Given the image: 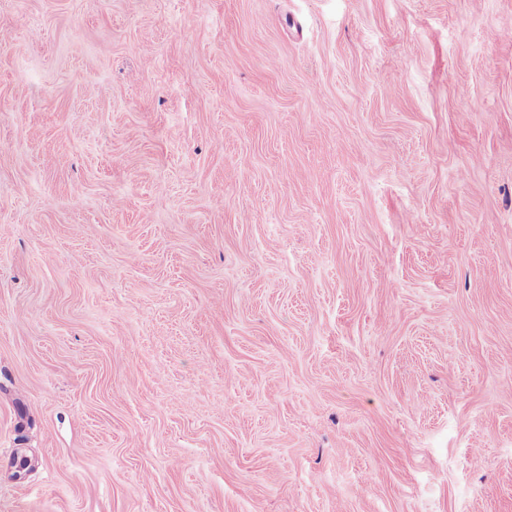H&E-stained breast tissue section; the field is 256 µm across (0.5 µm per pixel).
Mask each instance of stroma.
<instances>
[{
  "instance_id": "35a3bbf8",
  "label": "stroma",
  "mask_w": 512,
  "mask_h": 512,
  "mask_svg": "<svg viewBox=\"0 0 512 512\" xmlns=\"http://www.w3.org/2000/svg\"><path fill=\"white\" fill-rule=\"evenodd\" d=\"M512 0H0V512H512Z\"/></svg>"
}]
</instances>
